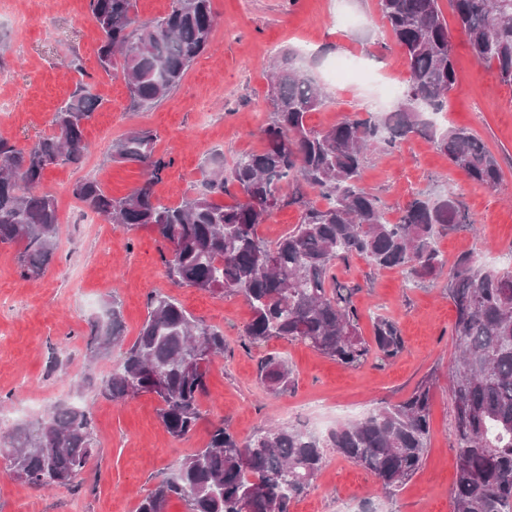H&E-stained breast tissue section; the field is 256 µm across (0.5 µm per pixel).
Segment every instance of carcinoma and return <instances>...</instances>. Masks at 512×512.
Returning a JSON list of instances; mask_svg holds the SVG:
<instances>
[{
	"mask_svg": "<svg viewBox=\"0 0 512 512\" xmlns=\"http://www.w3.org/2000/svg\"><path fill=\"white\" fill-rule=\"evenodd\" d=\"M452 4L471 54L512 84V0ZM89 5L102 34L100 66L120 71L136 109L158 105L179 85L210 45L216 25L212 0H172L166 15L143 24L137 23L135 0ZM378 7L407 65L393 110L346 116L322 129L308 126L306 118L324 104V94L300 54L283 50L267 75L272 110L262 129L263 150L229 166L214 161L195 196L177 205L156 197L155 185L171 160L155 154L156 134L144 128L129 131L110 150L112 161L142 167L138 187L114 198L92 176L72 186L92 212L155 233L173 283L243 296L252 310L243 342L248 351L284 338L351 368L372 356L388 361L403 352L398 326L387 317L375 318L372 339L361 335L359 288L339 280L338 265L359 258L375 270L401 268L414 282L435 280L445 267L437 236L471 220L461 201L445 194L418 195L397 222L388 221L380 198L359 184L368 152L394 149L419 135L436 143L470 180L492 189L502 183L496 157L478 136L461 126L439 129L429 118L446 110L456 84L439 0H378ZM95 108L94 98L78 90L54 113L51 133L23 147L0 137V244L21 245L18 268L27 280L44 274L60 234L56 199L41 190L43 177L53 166L81 162ZM308 188L317 189L324 204L310 201ZM224 194L236 201L214 200ZM282 206L297 207L299 222L268 241L258 227ZM446 292L455 310L458 350L448 368L453 433L456 447L476 449L456 455L455 512H512V265L490 271L464 254L448 273ZM88 336L91 359L119 355L98 386L101 397L122 401L153 393L173 438L195 429L210 363L224 354L222 332L203 325L174 298L152 293L134 342L125 343L115 301L106 303ZM259 376L276 394L295 384L288 364L274 355L260 360ZM433 384L427 378L405 401L323 436L289 424L241 441L220 423L205 447L142 495L136 512H167L174 498L184 501L187 512H289L292 501L317 481L327 448L372 472L392 493L423 464ZM97 443L89 409L62 404L0 436V452L21 456L17 479L78 492V476Z\"/></svg>",
	"mask_w": 512,
	"mask_h": 512,
	"instance_id": "obj_1",
	"label": "carcinoma"
}]
</instances>
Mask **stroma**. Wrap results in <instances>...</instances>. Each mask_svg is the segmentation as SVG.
<instances>
[{
  "instance_id": "obj_1",
  "label": "stroma",
  "mask_w": 512,
  "mask_h": 512,
  "mask_svg": "<svg viewBox=\"0 0 512 512\" xmlns=\"http://www.w3.org/2000/svg\"><path fill=\"white\" fill-rule=\"evenodd\" d=\"M217 24L208 49L180 85L157 107L133 111L121 76L105 73L96 50L100 32L89 0H15L0 10V137L25 146L51 132V120L78 86L97 107L85 129L90 144L80 165L47 170L42 186L58 201L61 234L56 254L40 280L18 273V245H0V434L43 415L54 405L91 408L101 445L81 473V492L47 491L0 472V512H135L140 497L170 475L182 459L206 445L213 426L224 424L241 440L266 424L299 423L324 434L338 424L404 401L429 373L431 435L422 468L395 492L372 473L327 451L315 485L290 512H453L456 448L448 367L454 357L455 311L444 294L447 278L409 282L405 271L373 272L359 259L342 276L358 286L356 304L364 337L372 318L397 322L404 350L389 361L346 368L308 345L273 339L244 351L251 310L242 296L208 293L174 284L159 260L151 231L113 224L86 209L71 189L87 174L115 197L142 181L135 163H116L111 143L134 128L156 132L155 150L171 158L155 191L174 205L195 194L209 160L225 163L262 150L260 129L270 119L264 66L281 49L315 54L313 75L326 103L307 117L328 127L344 116L392 110L396 99L382 90L405 80L400 49L392 42L377 0H212ZM453 43L457 83L438 121L476 133L498 158L503 186L491 189L452 166L434 143L413 136L365 163L361 184L384 202L397 221L401 208L422 192L456 195L478 224L440 236L448 262L465 253L488 268L512 260V86L469 51L449 0H440ZM351 19L335 24L337 15ZM160 292L224 334V355L213 361L202 417L189 437L175 439L161 423L150 393L112 402L79 389L86 375L107 376L110 359L87 363L89 323L106 302L118 299L124 331L135 340L147 317V297ZM274 353L288 362L295 385L272 393L258 375V361Z\"/></svg>"
}]
</instances>
